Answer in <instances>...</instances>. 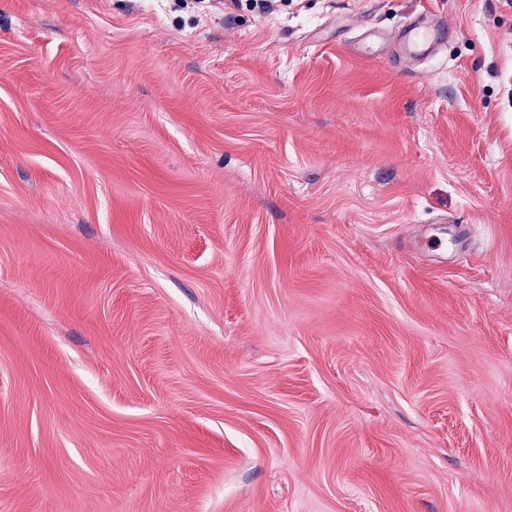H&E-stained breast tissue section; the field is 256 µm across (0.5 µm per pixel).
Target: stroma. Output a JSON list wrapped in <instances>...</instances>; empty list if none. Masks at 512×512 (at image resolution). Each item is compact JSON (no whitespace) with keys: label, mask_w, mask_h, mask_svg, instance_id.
<instances>
[{"label":"stroma","mask_w":512,"mask_h":512,"mask_svg":"<svg viewBox=\"0 0 512 512\" xmlns=\"http://www.w3.org/2000/svg\"><path fill=\"white\" fill-rule=\"evenodd\" d=\"M0 512H512V0H0ZM453 34L445 20L427 12L410 19L391 36L367 33L359 53L378 52L377 42L383 41L400 57L422 60L433 57L441 47L447 45Z\"/></svg>","instance_id":"obj_1"}]
</instances>
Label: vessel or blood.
I'll list each match as a JSON object with an SVG mask.
<instances>
[{"mask_svg": "<svg viewBox=\"0 0 512 512\" xmlns=\"http://www.w3.org/2000/svg\"><path fill=\"white\" fill-rule=\"evenodd\" d=\"M453 31L438 15L428 12L407 21L391 36L370 32L359 47L360 53L375 50L379 41H387L400 57L422 60L433 57L452 38Z\"/></svg>", "mask_w": 512, "mask_h": 512, "instance_id": "vessel-or-blood-1", "label": "vessel or blood"}]
</instances>
